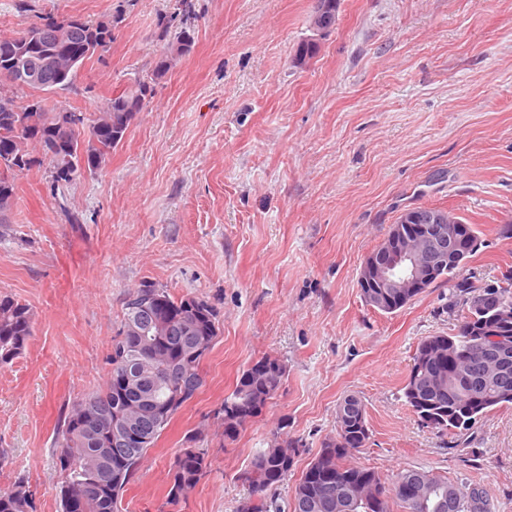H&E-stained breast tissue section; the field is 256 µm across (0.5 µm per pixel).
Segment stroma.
<instances>
[{
  "label": "stroma",
  "instance_id": "stroma-1",
  "mask_svg": "<svg viewBox=\"0 0 512 512\" xmlns=\"http://www.w3.org/2000/svg\"><path fill=\"white\" fill-rule=\"evenodd\" d=\"M195 43L156 84L109 163L56 184L50 166L15 180L0 235V294L29 305L33 334L0 368V488L25 475L36 512H60L57 427L98 389L130 292L144 282L217 311L204 385L151 448L119 512H239L241 478L277 432L300 440L279 505L336 435L349 396L369 438L351 464L384 481L405 469L478 488L512 512V405L464 435L424 427L403 398L418 344L455 333L451 290L427 289L394 314L367 305L363 259L404 210L436 207L476 225L463 275L512 270V0H341L317 56L293 65L313 0H193ZM176 0H0V38L47 13L117 19L109 54L42 93L47 109L95 118L146 79L163 54ZM270 357L286 368L262 413L224 435L215 416L237 377ZM203 432L210 463L168 504L185 437Z\"/></svg>",
  "mask_w": 512,
  "mask_h": 512
}]
</instances>
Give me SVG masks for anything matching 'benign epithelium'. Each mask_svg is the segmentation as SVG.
Masks as SVG:
<instances>
[{
	"mask_svg": "<svg viewBox=\"0 0 512 512\" xmlns=\"http://www.w3.org/2000/svg\"><path fill=\"white\" fill-rule=\"evenodd\" d=\"M399 223L414 229L420 238L418 249L409 250L397 235H390L378 251L365 257L359 270L358 281L364 287L391 289L389 294L374 295L380 305L432 287L448 261L464 266L474 248L468 226L444 212L414 208L403 212Z\"/></svg>",
	"mask_w": 512,
	"mask_h": 512,
	"instance_id": "benign-epithelium-1",
	"label": "benign epithelium"
}]
</instances>
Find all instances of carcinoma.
Returning <instances> with one entry per match:
<instances>
[{
    "label": "carcinoma",
    "instance_id": "carcinoma-1",
    "mask_svg": "<svg viewBox=\"0 0 512 512\" xmlns=\"http://www.w3.org/2000/svg\"><path fill=\"white\" fill-rule=\"evenodd\" d=\"M61 21L70 28L63 42L49 35L31 44L21 30L1 38L0 77L38 69L44 59L57 56L58 65L28 89H64L97 47L113 40L110 19L49 15L43 25L52 30ZM193 45V29L180 27L148 79L113 96L90 124L82 122L71 130L58 126V113L47 111L36 97L22 107L0 97V225L8 223L13 209L18 174L47 162L55 181L69 184L84 171L102 169L135 115L147 107L154 85ZM447 283L462 303L457 332L428 336L419 343L403 388L406 404L422 424L442 435L467 431L484 413L512 404V360L507 371L495 370L480 336L492 308L512 312V272L502 275L499 285L478 288L460 276L458 265L450 264L436 285ZM33 323L28 305L0 295L1 368L23 354ZM219 333L217 312L203 299L175 298L149 283L130 293L103 386L73 402L58 428L56 468L64 478L61 512H117L118 499L139 473L148 449L169 426L154 425V411L165 410L171 420L198 395L204 383L201 364ZM284 376V366L269 358L244 369L218 410L224 417V435L235 434L261 414ZM118 417L136 425L143 439L116 451L111 427ZM337 427V438L323 443L295 484L291 512H339L342 505L344 512H392L394 504L402 512H484L482 491L465 493L440 475L406 469L387 487L377 472L345 463L350 451L365 445L368 426L364 419L348 422L339 416ZM200 438L196 432L188 435V446L174 458L167 493L171 502L184 497L207 472V449L196 447ZM296 454V442L279 436L255 454L245 476L251 496L240 512L278 509L273 492L293 470V463H284L282 457L292 460ZM0 512H35L28 480L19 476L0 489Z\"/></svg>",
    "mask_w": 512,
    "mask_h": 512
}]
</instances>
